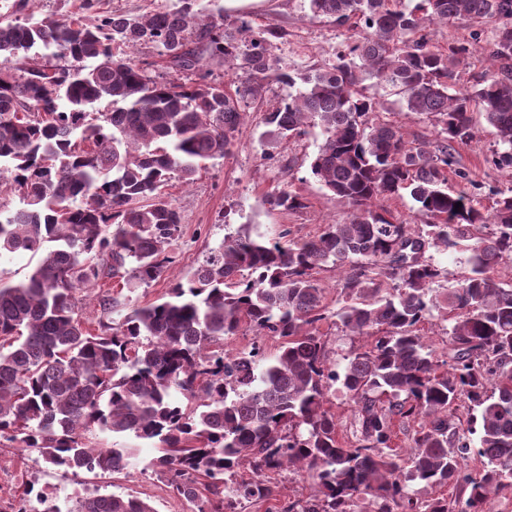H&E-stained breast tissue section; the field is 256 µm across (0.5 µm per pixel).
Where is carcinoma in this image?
Listing matches in <instances>:
<instances>
[{"instance_id": "cac0c4a2", "label": "carcinoma", "mask_w": 512, "mask_h": 512, "mask_svg": "<svg viewBox=\"0 0 512 512\" xmlns=\"http://www.w3.org/2000/svg\"><path fill=\"white\" fill-rule=\"evenodd\" d=\"M219 2L92 22L0 19V197L18 198L14 209L0 203V257L39 256L23 280L0 278V441L64 474H115L135 449L96 448L88 436L132 434L154 445L151 466L191 512H488L491 495L512 487V286L492 275L512 258V189L493 192L485 212L476 196L448 191V172L455 145L474 138L475 111L506 148L500 162H512V0H307L312 16L359 28L336 62L310 73L274 65L283 29L231 30ZM450 19L498 22L490 69L471 92H450L470 47L430 43V26ZM142 46L177 76L118 51ZM215 57L235 89L201 75ZM366 80L433 117L435 138L409 140L378 119ZM298 82L262 122L286 141L322 129L311 174L348 204L346 219L311 239L228 234L164 300L111 324L121 302L103 294L98 329L86 326L79 292L105 277L149 286L172 262L184 216L168 182L193 183L224 157L248 101ZM102 101L110 109L98 112ZM403 191L425 223H399L380 205ZM266 201L306 208L286 185ZM465 240L468 273L436 289L443 271L428 251ZM328 265L349 269L336 317L364 339L341 364L319 328L326 289L315 273ZM435 310L448 317L443 361L419 333ZM247 330L258 338L249 351L224 350ZM268 337L278 340L270 355ZM336 385L354 416L346 438L330 408ZM416 422L411 445L397 447ZM287 469L313 485L278 507L269 474ZM415 480L448 495L420 499ZM67 512L155 509L112 493L77 497Z\"/></svg>"}]
</instances>
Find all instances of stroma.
<instances>
[{
    "instance_id": "1",
    "label": "stroma",
    "mask_w": 512,
    "mask_h": 512,
    "mask_svg": "<svg viewBox=\"0 0 512 512\" xmlns=\"http://www.w3.org/2000/svg\"><path fill=\"white\" fill-rule=\"evenodd\" d=\"M157 4L158 0H31L29 9L39 18L76 13L94 20L113 12L143 13ZM224 20L234 25L245 22L256 29L277 24L288 36L275 51V58L281 64L304 71L333 62L337 51L355 34L354 29L339 28L312 17L306 0H226ZM494 30L491 23L461 20L433 27L435 45L463 43L471 48L459 68L455 88H469L488 69ZM288 93L287 86L275 84L263 99L249 102L244 123L226 155L211 161L197 174L194 183L186 185L171 179L166 193L184 216L183 234L172 247V263L152 285L132 293L117 281H108V288L119 297L124 309L165 296L193 271L205 245L221 241L241 226L272 238L286 233L294 239H306L320 233L327 222L346 218L348 205L323 189L310 171V163L323 141L321 128H307L304 135L286 142L272 135L261 122L263 112ZM364 93L378 102L381 120L401 127L408 137L433 138L431 117L409 112L398 96L373 82H366ZM472 118L477 136L472 142L457 146L458 172L449 175L448 186L453 191L468 193L479 185L507 188L512 180L506 170L492 162L493 154L502 150L495 130L481 113H473ZM281 184L305 198L306 208L286 213L270 207L266 195ZM91 441L103 447L136 448L140 455L123 473L96 475L84 471L63 475L45 468L34 452L21 451L14 444L0 446V512H11L24 483L30 480L35 483V496L28 504L30 512H42L48 502L60 504L96 491L147 499L155 512H188V504L170 494L151 468L156 452L150 445L129 434L96 433Z\"/></svg>"
}]
</instances>
